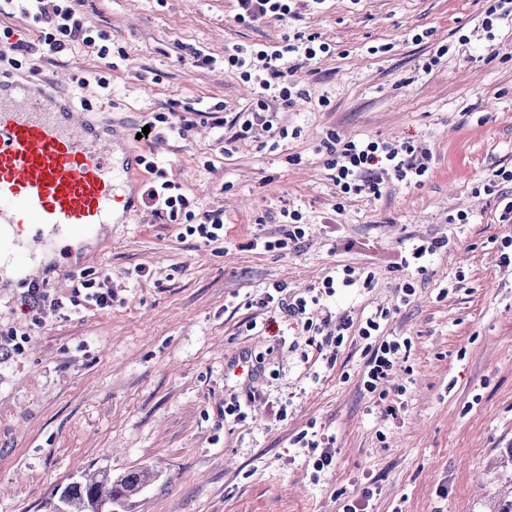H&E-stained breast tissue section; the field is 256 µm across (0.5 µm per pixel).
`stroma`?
Wrapping results in <instances>:
<instances>
[{
	"label": "stroma",
	"instance_id": "stroma-1",
	"mask_svg": "<svg viewBox=\"0 0 512 512\" xmlns=\"http://www.w3.org/2000/svg\"><path fill=\"white\" fill-rule=\"evenodd\" d=\"M486 0H295L286 19L236 23L235 0H80L84 25L110 56L76 44L37 75L66 87L118 127L194 106L186 138L134 142L163 162L197 213L224 214L204 244L139 203L129 223L59 243L46 288L60 311L35 318L22 283L0 288V512H51L84 472L149 467L157 479L127 512H495L512 500V17L486 39ZM303 31L329 52L300 68L305 98L280 107L292 135H241L257 89L239 74L196 67L237 44ZM448 52L435 57L437 46ZM106 77L99 86L98 77ZM409 142L428 150L423 181L384 179L379 195L339 194L320 145ZM298 211L305 235L252 247ZM448 246L423 274L406 247ZM108 277L111 308L77 293ZM363 283L308 310L313 330L261 299L274 285L302 295L334 268ZM370 339L358 329L380 311ZM349 330H340L342 322ZM342 344H335V335ZM407 341L379 392L363 386L367 344ZM263 361L260 377L233 366ZM239 400L244 416L225 415ZM335 437L324 470L303 432Z\"/></svg>",
	"mask_w": 512,
	"mask_h": 512
}]
</instances>
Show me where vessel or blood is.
I'll list each match as a JSON object with an SVG mask.
<instances>
[{
    "label": "vessel or blood",
    "mask_w": 512,
    "mask_h": 512,
    "mask_svg": "<svg viewBox=\"0 0 512 512\" xmlns=\"http://www.w3.org/2000/svg\"><path fill=\"white\" fill-rule=\"evenodd\" d=\"M130 129L95 124L53 83L0 72V270L74 235L129 223L142 191Z\"/></svg>",
    "instance_id": "b4317fda"
}]
</instances>
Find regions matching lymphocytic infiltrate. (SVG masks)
Segmentation results:
<instances>
[{
    "label": "lymphocytic infiltrate",
    "instance_id": "1",
    "mask_svg": "<svg viewBox=\"0 0 512 512\" xmlns=\"http://www.w3.org/2000/svg\"><path fill=\"white\" fill-rule=\"evenodd\" d=\"M78 4L79 0H0V15L22 16L36 30L38 38L34 45L15 42L11 39L12 29H4L0 34L8 39L7 50L33 62L81 44L96 49L98 58H107L110 53L107 34L84 27ZM328 50V44L318 43L315 35L297 33L278 45H240L225 57L228 67L260 89L255 107L241 124L242 131L248 133L258 128L269 136L287 138V129L278 127L276 117L278 105H292L299 96L292 80V64L313 60L318 53ZM323 146L328 155L327 166L333 172L337 188L344 194L376 195L380 192L382 175L415 182L429 170V154L411 144L373 139L345 142L333 133L324 140ZM144 195L156 215L172 224L185 223L188 235L199 236L210 243L218 241L224 232L223 214L196 215L190 199L181 194L179 183L171 180L152 183ZM401 348L396 340L368 348L363 381L367 392H375L387 381Z\"/></svg>",
    "mask_w": 512,
    "mask_h": 512
}]
</instances>
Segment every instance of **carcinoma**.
Instances as JSON below:
<instances>
[{
  "label": "carcinoma",
  "instance_id": "carcinoma-1",
  "mask_svg": "<svg viewBox=\"0 0 512 512\" xmlns=\"http://www.w3.org/2000/svg\"><path fill=\"white\" fill-rule=\"evenodd\" d=\"M156 478L148 468L127 471L117 477L106 472L83 475L60 492L53 512H116L126 509Z\"/></svg>",
  "mask_w": 512,
  "mask_h": 512
}]
</instances>
